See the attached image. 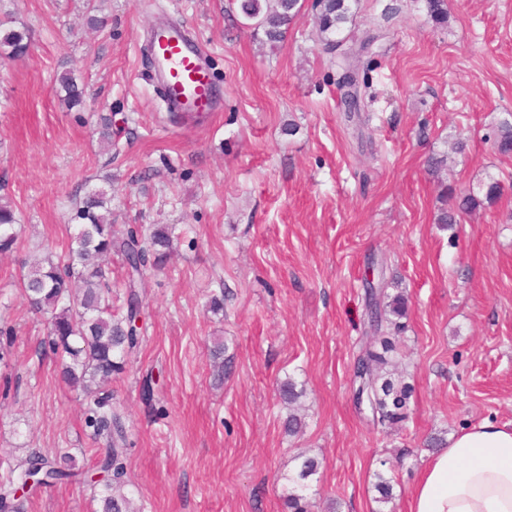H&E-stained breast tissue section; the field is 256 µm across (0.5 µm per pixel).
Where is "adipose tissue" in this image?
Listing matches in <instances>:
<instances>
[{
    "mask_svg": "<svg viewBox=\"0 0 512 512\" xmlns=\"http://www.w3.org/2000/svg\"><path fill=\"white\" fill-rule=\"evenodd\" d=\"M408 512H512V427L486 420L453 435L427 460Z\"/></svg>",
    "mask_w": 512,
    "mask_h": 512,
    "instance_id": "1",
    "label": "adipose tissue"
}]
</instances>
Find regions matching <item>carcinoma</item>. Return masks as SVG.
<instances>
[{
  "mask_svg": "<svg viewBox=\"0 0 512 512\" xmlns=\"http://www.w3.org/2000/svg\"><path fill=\"white\" fill-rule=\"evenodd\" d=\"M351 0H315L319 8L318 24L328 49L343 46L346 25L353 21ZM241 24L261 32L270 43L280 42L288 27L300 14L301 0H233ZM29 37L25 30L4 27L0 21V58L10 59L25 54ZM63 101L75 107L83 103L84 87L72 72L59 76ZM494 145L499 153L512 154V118L505 117L496 125ZM498 184L488 186L485 199L468 193L441 210L437 223H458L459 213L475 210L483 202L494 201ZM108 198L101 190H91L79 201L72 215L73 233L66 249L57 254L50 243L42 261H21L18 285L31 309L49 315L46 336L40 341L41 351L49 354L60 367V374L70 386L85 395L83 418L94 441L106 440V447L92 449L95 464L87 471L76 468L75 457L68 448H59L52 456L32 450L15 461L0 458V512H29L28 503L44 487L80 478L94 490L98 507L94 512H140L133 499L119 485L125 474L128 434L120 404L112 392L99 389V384L120 373L127 358L137 351L146 333L138 324L142 312L140 293L148 271L165 266L173 249V239L165 224H155L149 232L139 227L117 231L109 216ZM21 224L14 209L0 199V252L20 247ZM121 257L127 269L126 312L117 317L112 312V281L105 269L106 258ZM407 299L396 294L386 303L377 302L367 309L368 322L374 328L365 353L357 365L370 387L377 422L393 425L405 418L412 387L395 376L393 367L399 355L397 335L403 325ZM13 329L0 327V364L10 367ZM228 348L217 344L211 349L218 368L228 372L234 356ZM279 395L286 404L296 403L303 392L294 381L279 385ZM319 462L312 457L301 460L294 476L288 505L293 512H308L305 495L308 482L318 473Z\"/></svg>",
  "mask_w": 512,
  "mask_h": 512,
  "instance_id": "obj_1",
  "label": "carcinoma"
}]
</instances>
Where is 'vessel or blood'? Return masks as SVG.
Here are the masks:
<instances>
[{
    "label": "vessel or blood",
    "mask_w": 512,
    "mask_h": 512,
    "mask_svg": "<svg viewBox=\"0 0 512 512\" xmlns=\"http://www.w3.org/2000/svg\"><path fill=\"white\" fill-rule=\"evenodd\" d=\"M146 50L170 111L200 119L220 111L204 52L183 27L155 24Z\"/></svg>",
    "instance_id": "1"
}]
</instances>
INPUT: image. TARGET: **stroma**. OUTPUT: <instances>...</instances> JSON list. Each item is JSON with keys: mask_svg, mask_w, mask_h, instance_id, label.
Masks as SVG:
<instances>
[{"mask_svg": "<svg viewBox=\"0 0 512 512\" xmlns=\"http://www.w3.org/2000/svg\"><path fill=\"white\" fill-rule=\"evenodd\" d=\"M447 10L436 22L426 0H354L347 44L361 54L367 107L349 116L315 0L274 45L228 0H0V18L31 37L24 57L0 63V196L24 226V252L64 248L92 189L111 195L115 229L172 232L173 258L141 288L147 333L111 384L129 425L125 489L142 512H290L283 487L300 453L321 463L311 512H407L451 435L512 426V157L493 146L512 113V0ZM90 12L101 28H88ZM166 14L207 50L223 104L206 121L169 112L151 79L142 44ZM66 69L86 87L73 109L57 93ZM460 135L467 148L452 153ZM493 181L498 199L437 224L443 186L482 194ZM17 275L0 255V324L15 332L0 456L68 448L92 467L83 396L37 355L46 319L28 312ZM374 275L408 297L400 343L413 394L394 429L354 400ZM217 340L234 356L224 377ZM157 368L165 381L148 406L140 382ZM287 379L304 391L295 436L277 392ZM381 474L393 480L385 504ZM92 498L72 480L42 490L32 512H92Z\"/></svg>", "mask_w": 512, "mask_h": 512, "instance_id": "1", "label": "stroma"}]
</instances>
